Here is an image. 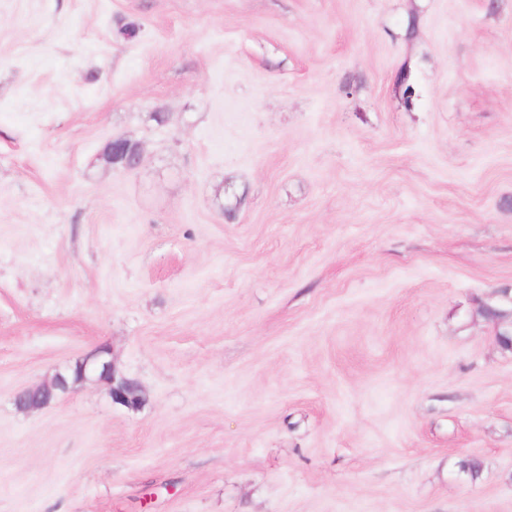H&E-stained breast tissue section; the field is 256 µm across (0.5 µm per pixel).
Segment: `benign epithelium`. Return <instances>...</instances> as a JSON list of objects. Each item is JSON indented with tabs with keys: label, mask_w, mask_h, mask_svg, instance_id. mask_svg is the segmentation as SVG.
I'll return each mask as SVG.
<instances>
[{
	"label": "benign epithelium",
	"mask_w": 512,
	"mask_h": 512,
	"mask_svg": "<svg viewBox=\"0 0 512 512\" xmlns=\"http://www.w3.org/2000/svg\"><path fill=\"white\" fill-rule=\"evenodd\" d=\"M110 155L108 161L118 165V169L130 171L137 168L142 160L140 146H128L123 137H114L109 141ZM96 376L98 380L107 384L109 395L113 402L134 408V400L141 398L139 386L132 384V380L120 375L112 361L106 357V352L92 353L80 360V372L77 378L69 380L64 374H57L49 383L17 392L13 397L15 407L20 411H32L37 406L29 403L27 396L43 395L46 400L55 399L60 392H65L75 385Z\"/></svg>",
	"instance_id": "obj_1"
}]
</instances>
